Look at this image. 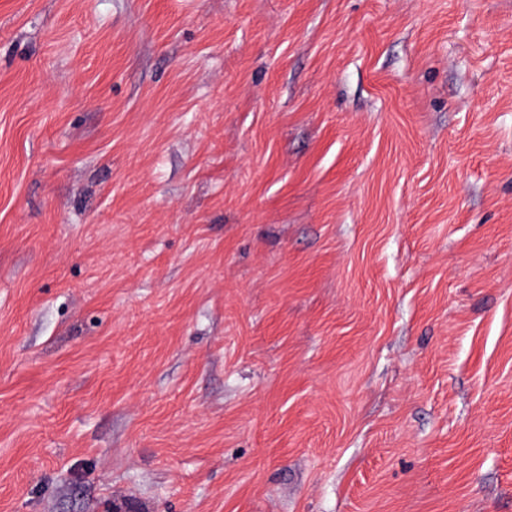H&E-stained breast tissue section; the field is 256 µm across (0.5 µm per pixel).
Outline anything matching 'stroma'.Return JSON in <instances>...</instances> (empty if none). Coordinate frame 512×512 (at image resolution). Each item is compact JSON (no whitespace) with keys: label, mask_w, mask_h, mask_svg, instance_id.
<instances>
[{"label":"stroma","mask_w":512,"mask_h":512,"mask_svg":"<svg viewBox=\"0 0 512 512\" xmlns=\"http://www.w3.org/2000/svg\"><path fill=\"white\" fill-rule=\"evenodd\" d=\"M0 512H512V0H0Z\"/></svg>","instance_id":"obj_1"}]
</instances>
